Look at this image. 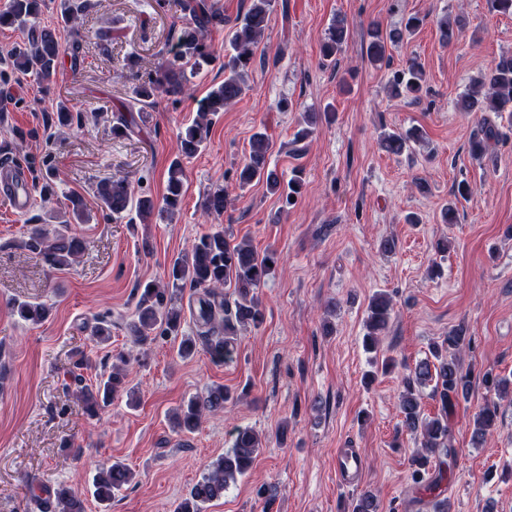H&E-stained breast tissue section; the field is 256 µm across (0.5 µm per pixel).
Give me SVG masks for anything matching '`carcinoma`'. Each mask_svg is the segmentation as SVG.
<instances>
[{
	"mask_svg": "<svg viewBox=\"0 0 512 512\" xmlns=\"http://www.w3.org/2000/svg\"><path fill=\"white\" fill-rule=\"evenodd\" d=\"M43 3L44 0H9L8 7L0 11V28L27 29V40L10 56V71H0L1 81L8 80L12 74H32L45 80L57 74L68 51L59 43L54 29L37 24ZM272 5L273 0H249L247 10L235 19L228 48L224 49V81L200 100L197 119L179 132V155L192 157L197 154L209 137L213 117L244 94L248 72L254 61L253 48L266 28ZM90 8L91 0H61L58 23L74 28ZM176 8L190 16L192 23L180 30L161 64L145 76L134 71V60L125 64L135 80L125 106L130 114L153 107L158 91L174 98L190 94L187 69L195 70L210 58L204 37L210 30L224 26V12L214 3L178 0ZM438 23L446 42L455 37L462 25L461 18L450 12L442 15ZM421 25L420 17L410 16L396 29L384 31L373 27L365 49L367 60L375 67L388 63L389 48L412 36ZM348 37L347 20L342 16L336 17L322 43V59L334 61L345 51ZM68 53L73 60H79L80 45H73ZM425 85L423 67L412 62L405 70L393 75L390 91L396 97L417 100ZM456 106L460 112H492L498 116L512 112V54L501 56L487 74L472 81ZM82 120L81 114L61 105L54 112L53 125L61 132L80 126ZM421 138L420 130L411 128L404 133L384 135L381 145L385 151L400 156L411 152L413 144ZM498 140L497 126L485 117L480 134L470 141L469 152L479 159ZM271 150L268 135L261 131L254 133L245 160L236 169L234 178L242 189L263 181L270 191L279 194L284 204L289 205L291 198L301 193L302 179L296 170L292 178L283 180L270 167ZM183 179L181 162H171L167 192L160 207L149 197L133 199L129 183L124 178L100 180L95 197L100 207L110 214L119 217L133 209L146 223L155 215L168 218L178 209ZM470 193L467 181L456 184L454 199L448 201V206L441 212L444 223H456L457 204L467 199ZM229 205L230 199L224 188L217 187L206 197L203 209L208 215L220 216ZM88 221L86 200L80 195H73L69 198L62 223L51 231L42 224L34 225L19 242V247L39 259L52 272L68 270L86 249V241L71 231V225ZM278 262L276 251L268 249L260 253L248 240L234 244L224 235L222 228L199 235L188 251L171 260L164 284L147 281L137 287L134 318L127 324L133 343L144 347L158 336H178L177 353L182 359H190L200 351L217 363L232 358L238 332L249 327L257 329L264 322L265 310L257 289L272 276ZM186 286L196 290L194 312L191 313L193 327L189 334L183 331L182 307L177 305L175 296L178 289ZM226 287L234 288L235 298L224 293ZM11 310L20 320L31 324L42 323L50 314V309L44 304L29 301H15ZM392 310L391 299L386 295L377 294L372 298L366 320L368 332L364 336L366 349H377L378 336L387 329ZM470 342L464 327L448 331V337L442 343L431 347V358L420 361L403 379L399 413L404 427L420 437L419 447L409 459L411 480L416 490L431 497L435 512H452L450 499L442 490L448 479V460L455 456V449L450 443L448 418L459 402L468 397L472 387L471 375L462 371L457 357ZM117 359L119 364L101 375L96 384L81 385L77 389L84 411L92 419L99 417L128 385L126 366L129 360L122 354ZM432 381L435 382L433 396L439 399L440 409L436 415L428 417L422 408L419 388ZM483 382L486 390L497 397L506 393L507 382L489 372L484 374ZM230 399V391L222 386L208 390L203 396L188 399L174 413L175 429L185 435L195 433L206 415L224 410V403ZM496 421L497 405L492 403L483 407L474 419V439H482L495 427ZM260 447L261 439L253 429H236L231 448L208 465L206 473L175 505L173 512H204L206 504L222 498L229 485L251 469ZM134 480L132 469L122 461H114L97 471L93 479V496L99 504L107 506L117 492ZM49 507L53 512H85L84 500L64 484L53 491ZM350 512H378L375 496L364 493L353 499Z\"/></svg>",
	"mask_w": 512,
	"mask_h": 512,
	"instance_id": "carcinoma-1",
	"label": "carcinoma"
}]
</instances>
